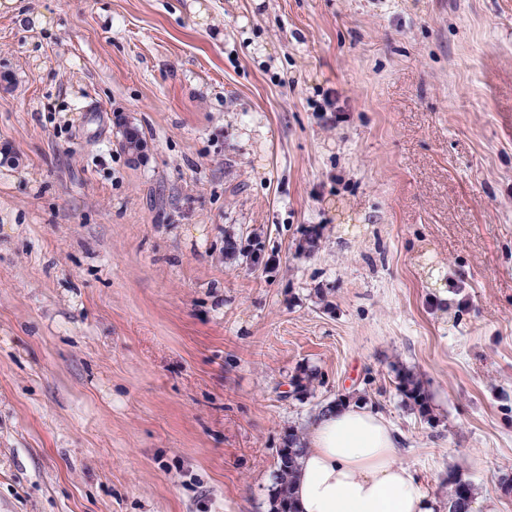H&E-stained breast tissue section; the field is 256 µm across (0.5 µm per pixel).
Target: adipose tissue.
Segmentation results:
<instances>
[{"instance_id":"adipose-tissue-1","label":"adipose tissue","mask_w":512,"mask_h":512,"mask_svg":"<svg viewBox=\"0 0 512 512\" xmlns=\"http://www.w3.org/2000/svg\"><path fill=\"white\" fill-rule=\"evenodd\" d=\"M304 444L292 483L297 512H435V499L399 461L389 424L363 406L320 414Z\"/></svg>"}]
</instances>
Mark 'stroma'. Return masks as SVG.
<instances>
[{
    "label": "stroma",
    "mask_w": 512,
    "mask_h": 512,
    "mask_svg": "<svg viewBox=\"0 0 512 512\" xmlns=\"http://www.w3.org/2000/svg\"><path fill=\"white\" fill-rule=\"evenodd\" d=\"M338 397L512 512V0L0 8V512H267ZM264 249L265 241L257 233L247 234L245 238L243 235L224 238V256L249 268L254 267L257 257H259L257 262L261 261ZM251 264L253 265L250 266ZM397 389L417 409L426 415L429 412V395L422 381L409 372H397Z\"/></svg>",
    "instance_id": "stroma-1"
}]
</instances>
